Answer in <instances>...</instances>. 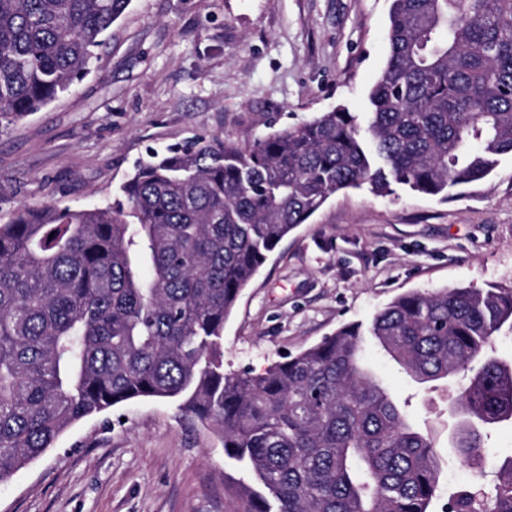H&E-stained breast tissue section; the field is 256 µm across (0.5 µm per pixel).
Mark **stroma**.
Returning <instances> with one entry per match:
<instances>
[{"label": "stroma", "instance_id": "obj_1", "mask_svg": "<svg viewBox=\"0 0 512 512\" xmlns=\"http://www.w3.org/2000/svg\"><path fill=\"white\" fill-rule=\"evenodd\" d=\"M390 0H131L91 72L0 127V224L25 207L110 203L135 163L202 136L252 143L336 106L356 115L387 56ZM512 286V156L448 200L396 186L332 195L270 255L224 325V369L258 370L399 295ZM366 368L443 465L430 512L496 480L456 457L461 384L417 383L365 337ZM249 476L215 428L167 400L114 406L68 429L0 484V512H237Z\"/></svg>", "mask_w": 512, "mask_h": 512}]
</instances>
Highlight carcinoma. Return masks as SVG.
Masks as SVG:
<instances>
[{
    "instance_id": "cac0c4a2",
    "label": "carcinoma",
    "mask_w": 512,
    "mask_h": 512,
    "mask_svg": "<svg viewBox=\"0 0 512 512\" xmlns=\"http://www.w3.org/2000/svg\"><path fill=\"white\" fill-rule=\"evenodd\" d=\"M130 0H0V123L90 73ZM365 122L344 107L249 145L192 139L140 161L104 207L22 209L0 225V484L75 423L172 400L257 481L242 512H428L441 459L359 363L347 325L260 371L224 370V323L268 255L330 196L391 184L448 198L512 156V0H391ZM512 288L402 295L367 329L421 383L471 375L453 441L487 459L512 421V366L486 353ZM512 512V454L484 497ZM471 493L450 512H474ZM488 454L505 456L512 450V423L504 421L489 425L484 430Z\"/></svg>"
}]
</instances>
